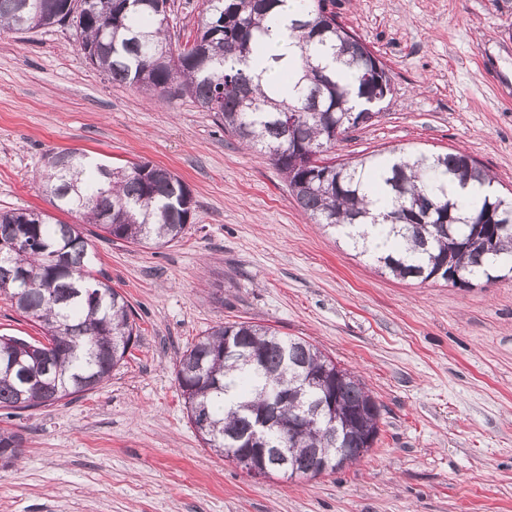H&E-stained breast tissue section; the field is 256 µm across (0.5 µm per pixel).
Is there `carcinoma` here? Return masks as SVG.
Here are the masks:
<instances>
[{
    "instance_id": "1",
    "label": "carcinoma",
    "mask_w": 512,
    "mask_h": 512,
    "mask_svg": "<svg viewBox=\"0 0 512 512\" xmlns=\"http://www.w3.org/2000/svg\"><path fill=\"white\" fill-rule=\"evenodd\" d=\"M0 0V32L70 24L90 63L108 79L151 97L188 96L224 131L279 167L288 191L314 224L330 230L402 279L426 282L439 269L446 283L468 286L512 278V203L495 177L465 152L410 153L336 162L326 156L358 127L357 96L370 102L376 84L366 78L374 60L346 40L328 0H203L197 35L172 50L167 0ZM293 11L289 58L266 54L262 36ZM291 71L293 85L263 83L251 67ZM345 64L349 82L328 61ZM298 115L293 127L289 116ZM43 192L59 211L94 224L108 242L164 247L185 232L193 198L171 171L150 163L112 167L77 151L46 156ZM488 187L465 206L452 187ZM97 256L77 225L53 221L43 211H0V290L31 319L47 342L45 355L30 353L36 340L0 336V409L26 410L90 391L112 376L138 336L126 297L100 279ZM242 349L224 357V338ZM329 371L336 407L299 436L292 425L313 399L295 392L269 437L289 449L298 477L311 479L352 465L377 439L382 405L353 372L301 337L282 336L249 322L207 329L176 360V379L190 422L209 448L230 457L275 392L311 374ZM22 437L0 429L1 468L20 457Z\"/></svg>"
}]
</instances>
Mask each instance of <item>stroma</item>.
<instances>
[{"label":"stroma","mask_w":512,"mask_h":512,"mask_svg":"<svg viewBox=\"0 0 512 512\" xmlns=\"http://www.w3.org/2000/svg\"><path fill=\"white\" fill-rule=\"evenodd\" d=\"M201 4L168 0L172 44L195 38ZM332 8L393 75L377 117L332 155L463 150L512 192V15L493 0ZM62 149L165 167L194 211L183 238L159 249L104 241L68 216L139 337L94 390L0 414L23 438L21 461L0 469V512H512V279L381 274L190 98L113 85L69 26L0 34V210L53 213L35 176ZM240 321L302 337L362 377L384 407L369 454L311 480H257L204 447L176 357Z\"/></svg>","instance_id":"obj_1"}]
</instances>
